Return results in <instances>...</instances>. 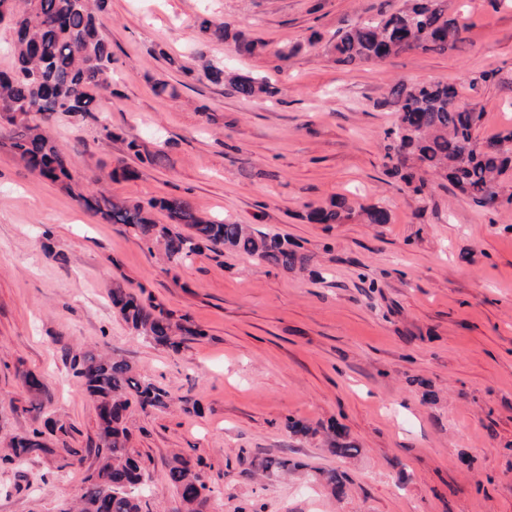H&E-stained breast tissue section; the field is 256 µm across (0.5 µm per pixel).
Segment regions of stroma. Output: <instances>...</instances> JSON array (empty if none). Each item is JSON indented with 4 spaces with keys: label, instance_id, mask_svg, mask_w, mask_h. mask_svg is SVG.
Masks as SVG:
<instances>
[{
    "label": "stroma",
    "instance_id": "obj_1",
    "mask_svg": "<svg viewBox=\"0 0 512 512\" xmlns=\"http://www.w3.org/2000/svg\"><path fill=\"white\" fill-rule=\"evenodd\" d=\"M404 0H111L101 30L115 58L95 121L58 120L53 134L79 175L111 194L189 198L201 212L288 237L314 274L260 264L232 250L168 263L120 224H105L0 147V512H60L96 466L93 402L70 358L116 351L179 408L133 410L131 448L151 485L150 512L179 502L166 464L199 461L217 512H512V206L487 213L428 178L413 194L386 174L384 103L404 82L452 83L483 114L479 141L512 128V0H445L466 40L447 52H402L342 64L339 30ZM226 23L209 42L202 19ZM261 39L253 56L237 38ZM296 47L285 67L276 51ZM266 78L273 98L185 77L200 57ZM166 81L177 98L156 95ZM120 133L102 139L99 125ZM164 150V166L129 156L124 138ZM134 176L114 180L117 166ZM347 197L379 204L386 224H312L309 207ZM122 286L189 317L179 350L142 341L113 310ZM44 381L46 412L70 423L79 459L5 462V438L33 426L17 374ZM336 424L351 459L321 437L290 435L288 419ZM288 456L297 470L255 465ZM345 474L335 497L322 480Z\"/></svg>",
    "mask_w": 512,
    "mask_h": 512
}]
</instances>
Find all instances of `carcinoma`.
I'll return each mask as SVG.
<instances>
[{
	"mask_svg": "<svg viewBox=\"0 0 512 512\" xmlns=\"http://www.w3.org/2000/svg\"><path fill=\"white\" fill-rule=\"evenodd\" d=\"M0 23L10 30L9 50L13 66L0 71V139L7 141L26 167L37 176L60 185L82 209L107 224H123L140 242L159 247L168 262L182 263L207 247H225L246 254L257 262L283 271H307L314 263L279 234L257 231L211 217L197 210L185 197L170 196L147 202L112 196L97 187L98 178L74 179L70 157L46 130L59 116L76 122L95 118L100 91L112 88V46L101 34L110 0H0ZM467 30L461 17L445 14L443 0H409L396 12H380L337 32L331 52L340 63H369L407 50L443 53L464 41ZM200 32L209 41L226 38L227 25L208 19ZM203 77L215 86L227 85L243 98L269 96L279 89L249 73H230L220 64L203 63ZM80 89L73 102L70 92ZM385 104L396 113L387 132V174L413 192L425 187L424 175L448 181L476 207L492 212L512 205V195L503 197L499 178L512 171V128L480 143L477 131L483 113L459 99L456 88L444 83H401ZM99 133L121 140L145 166H162L166 154L150 151L138 139L130 140L103 125ZM163 219H158L157 215ZM352 215L346 198L311 209L307 219L315 224H342ZM365 223L387 224L388 209L379 205L361 208ZM112 307L136 336L177 349L187 337L200 332L184 316L144 304L120 285L110 291ZM70 369L95 403L99 444L98 467L84 479L77 512H145L150 489L148 480L129 448L130 408L164 410L173 405L168 392L119 355L94 349L74 355ZM32 395L27 412L40 420L44 385L31 371L18 373ZM70 427L48 418L44 427H34L13 437L5 459L21 463L34 454L73 455L66 436ZM326 446L337 456L353 458L359 448L346 433L334 428L325 433ZM258 470L287 472L296 463L286 457L263 459ZM167 482L180 502L177 512H213L211 489L191 459L176 455L168 464Z\"/></svg>",
	"mask_w": 512,
	"mask_h": 512,
	"instance_id": "obj_1",
	"label": "carcinoma"
}]
</instances>
